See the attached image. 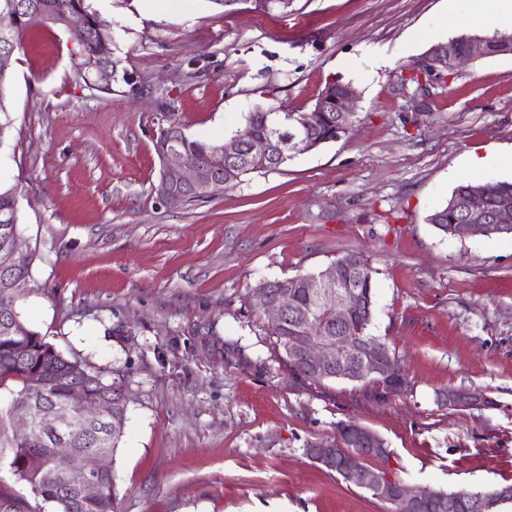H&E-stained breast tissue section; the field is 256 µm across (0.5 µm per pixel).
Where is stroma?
<instances>
[{"label": "stroma", "mask_w": 512, "mask_h": 512, "mask_svg": "<svg viewBox=\"0 0 512 512\" xmlns=\"http://www.w3.org/2000/svg\"><path fill=\"white\" fill-rule=\"evenodd\" d=\"M115 25L116 73L88 88L60 27L27 32L0 86L36 282L27 325L129 397L116 512H390L306 454L353 420L389 459L363 466L445 492L512 485V238L444 236L430 212L460 183L512 180V55L450 72L427 103L401 80L430 44L488 35L470 0H85ZM461 26L444 27L449 10ZM358 93L349 134L214 196L160 199L168 119L221 142L257 105L310 111ZM491 164L472 169V157ZM373 270L369 331L406 373L378 384L295 377L249 293L262 279ZM493 404L457 410L451 388Z\"/></svg>", "instance_id": "35a3bbf8"}]
</instances>
